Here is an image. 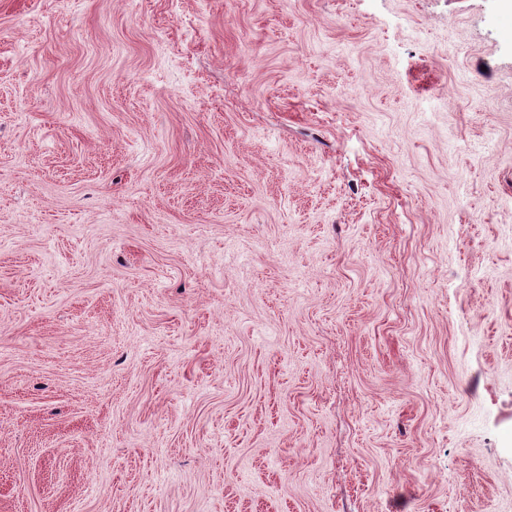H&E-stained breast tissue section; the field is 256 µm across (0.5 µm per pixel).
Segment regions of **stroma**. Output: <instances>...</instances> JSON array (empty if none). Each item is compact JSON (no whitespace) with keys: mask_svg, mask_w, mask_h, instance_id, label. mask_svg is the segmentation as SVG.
Wrapping results in <instances>:
<instances>
[{"mask_svg":"<svg viewBox=\"0 0 512 512\" xmlns=\"http://www.w3.org/2000/svg\"><path fill=\"white\" fill-rule=\"evenodd\" d=\"M512 0H0V512H512Z\"/></svg>","mask_w":512,"mask_h":512,"instance_id":"1","label":"stroma"}]
</instances>
